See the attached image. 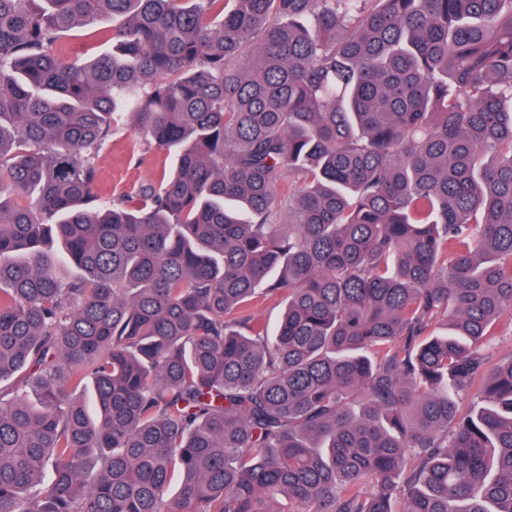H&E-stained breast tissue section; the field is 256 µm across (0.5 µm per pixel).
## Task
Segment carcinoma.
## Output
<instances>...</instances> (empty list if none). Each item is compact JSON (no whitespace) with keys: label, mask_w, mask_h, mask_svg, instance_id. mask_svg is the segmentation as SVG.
Listing matches in <instances>:
<instances>
[{"label":"carcinoma","mask_w":512,"mask_h":512,"mask_svg":"<svg viewBox=\"0 0 512 512\" xmlns=\"http://www.w3.org/2000/svg\"><path fill=\"white\" fill-rule=\"evenodd\" d=\"M506 326L512 0H0V512H512ZM111 25L108 21H94L71 31L65 39V46L69 48L67 57L89 59L104 51L106 45L101 41L100 32ZM134 130L129 122L116 127L100 153V190L107 196H119L143 183L157 182L169 160L165 151L151 147L145 153L133 149Z\"/></svg>","instance_id":"obj_1"}]
</instances>
